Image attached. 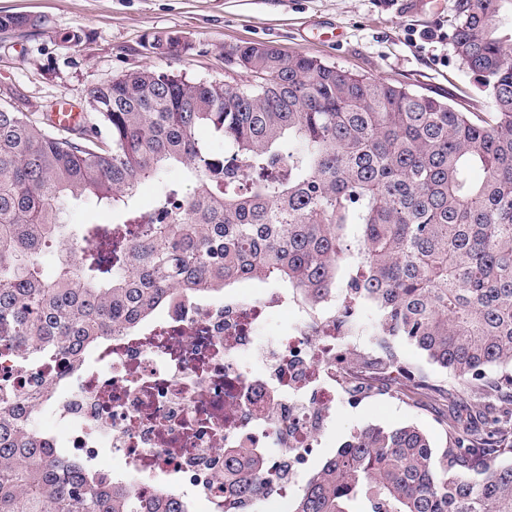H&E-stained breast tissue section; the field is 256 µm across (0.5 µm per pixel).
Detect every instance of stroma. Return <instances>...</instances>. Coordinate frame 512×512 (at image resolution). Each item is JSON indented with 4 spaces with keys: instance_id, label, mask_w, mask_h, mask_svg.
<instances>
[{
    "instance_id": "stroma-1",
    "label": "stroma",
    "mask_w": 512,
    "mask_h": 512,
    "mask_svg": "<svg viewBox=\"0 0 512 512\" xmlns=\"http://www.w3.org/2000/svg\"><path fill=\"white\" fill-rule=\"evenodd\" d=\"M0 11L45 22L41 33H0V103L38 121L62 99L85 110L89 88L144 65L223 80L225 51L244 43L395 79L482 118L492 112L448 37L454 0H0ZM72 31L84 35L80 48L62 42ZM158 32L182 36L190 51L179 61L156 57L145 43ZM395 349L409 375L378 369L366 398L338 400L313 468L357 427L414 425L439 454L452 445L456 429L479 428L485 417L506 411V404L459 384L413 346L400 341ZM421 375L428 387L415 385Z\"/></svg>"
}]
</instances>
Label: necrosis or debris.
<instances>
[{
  "instance_id": "obj_1",
  "label": "necrosis or debris",
  "mask_w": 512,
  "mask_h": 512,
  "mask_svg": "<svg viewBox=\"0 0 512 512\" xmlns=\"http://www.w3.org/2000/svg\"><path fill=\"white\" fill-rule=\"evenodd\" d=\"M274 340L257 344L278 315ZM379 360L335 300L310 306L284 288L172 297L161 317L109 336L80 368L19 367L0 354V381L50 395L33 429L49 447L96 462L136 499L159 495L189 512H289L297 477L330 426L340 395L364 398L350 371ZM268 463L251 500L232 499L224 451ZM118 458L100 464L102 454Z\"/></svg>"
}]
</instances>
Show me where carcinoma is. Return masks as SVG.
I'll return each mask as SVG.
<instances>
[{
  "mask_svg": "<svg viewBox=\"0 0 512 512\" xmlns=\"http://www.w3.org/2000/svg\"><path fill=\"white\" fill-rule=\"evenodd\" d=\"M504 0H455L450 34L493 101L489 119L396 80L272 46L232 47L254 82L195 80L141 67L88 93L93 134L73 137L0 105V348L34 367H77L85 350L150 318L179 293L273 281L344 313L373 302L384 365L394 341L487 396L512 392V36ZM40 30L0 13V33ZM178 60L187 45L154 34ZM207 128L224 157L197 137ZM171 183L150 210L146 180ZM484 171L472 180L473 169ZM92 201L112 223L86 231L68 206ZM56 248L52 272L43 258ZM38 390L0 387V512H186L141 506L89 464L55 455L32 427ZM495 428L463 433L436 459L414 425L354 430L290 512H512V463L490 453ZM261 457L224 454V482L249 500ZM183 182V173L179 168H172L167 173L164 182L152 181L143 185L138 191L134 203L140 209H148L154 199L162 191L165 183H180Z\"/></svg>",
  "mask_w": 512,
  "mask_h": 512,
  "instance_id": "1",
  "label": "carcinoma"
}]
</instances>
